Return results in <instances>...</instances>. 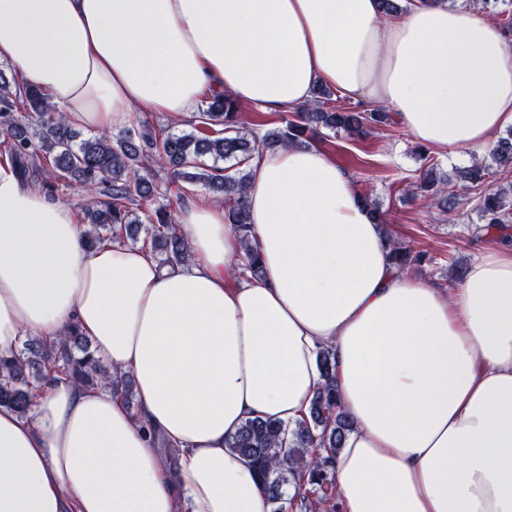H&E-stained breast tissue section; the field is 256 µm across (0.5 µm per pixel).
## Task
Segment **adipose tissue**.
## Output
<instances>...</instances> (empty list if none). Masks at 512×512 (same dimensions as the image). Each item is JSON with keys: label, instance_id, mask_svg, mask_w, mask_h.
Returning a JSON list of instances; mask_svg holds the SVG:
<instances>
[{"label": "adipose tissue", "instance_id": "obj_1", "mask_svg": "<svg viewBox=\"0 0 512 512\" xmlns=\"http://www.w3.org/2000/svg\"><path fill=\"white\" fill-rule=\"evenodd\" d=\"M4 61L94 133L216 94L287 112L321 85L437 150L482 153L512 124V48L445 0L391 16L379 0H0ZM249 169L257 280L231 272L243 249L223 202L179 209L192 261L164 265L88 247L69 205L0 164V357L75 327L139 400L58 375L30 417L0 407V512H271L229 443L247 419L307 416L327 344L353 422L341 512H512V246L448 291L393 265L322 149H267Z\"/></svg>", "mask_w": 512, "mask_h": 512}]
</instances>
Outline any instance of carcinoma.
<instances>
[{"instance_id":"1","label":"carcinoma","mask_w":512,"mask_h":512,"mask_svg":"<svg viewBox=\"0 0 512 512\" xmlns=\"http://www.w3.org/2000/svg\"><path fill=\"white\" fill-rule=\"evenodd\" d=\"M333 91L318 87L311 103L282 117L281 125L263 135H246L239 106L228 97H215L190 121L198 133L126 132L115 138L96 133L78 142L62 113L39 91L7 75L0 68V147L24 181L39 166H47L46 180L39 187L54 186L74 179L85 188L83 218L91 229L84 237L90 245L110 240L122 243L143 237L164 264L188 263L186 238L171 213V204L157 201L160 187L183 202L191 188L201 185L224 197L228 206L226 223L241 238L245 258L241 271L260 276L257 256L251 246L252 225L248 221L244 195L249 183L245 172L253 154L285 144L305 142L310 131L362 134L371 126L391 120L385 109H339L332 105ZM499 162H512V138L500 139L491 151ZM462 178L481 189L478 211L481 229L488 232L512 222V183L492 187L485 164L476 162L462 171ZM412 189L424 195L443 197L453 206L456 185L437 177L433 167L422 173ZM392 263L401 270L420 264L426 254L415 252L386 234ZM320 385L306 419L289 428L271 419L246 420L230 448L255 468L263 481L273 512H294L295 500L308 495L323 502L335 487L333 459L342 447L352 422L341 409L336 393L333 353L326 347L317 359ZM65 374L80 387L105 383L132 396L131 374L108 375L94 359L79 332L72 330L59 346L38 339L27 357L13 354L0 358V406L21 417L30 414L33 390L53 374Z\"/></svg>"}]
</instances>
